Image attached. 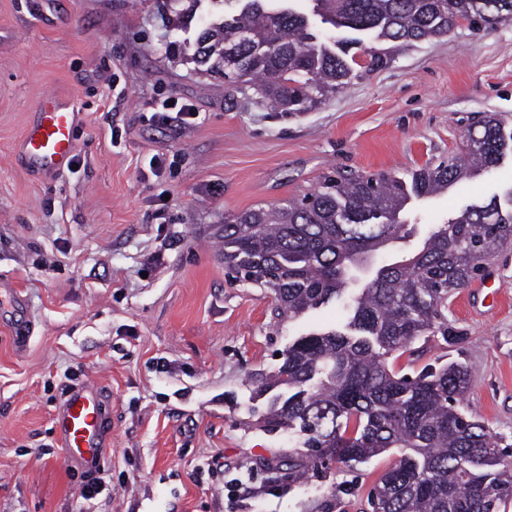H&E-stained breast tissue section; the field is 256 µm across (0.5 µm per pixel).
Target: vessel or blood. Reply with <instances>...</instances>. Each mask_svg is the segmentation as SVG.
Masks as SVG:
<instances>
[{
	"instance_id": "vessel-or-blood-1",
	"label": "vessel or blood",
	"mask_w": 512,
	"mask_h": 512,
	"mask_svg": "<svg viewBox=\"0 0 512 512\" xmlns=\"http://www.w3.org/2000/svg\"><path fill=\"white\" fill-rule=\"evenodd\" d=\"M80 122L81 114L71 100L55 94L45 96L17 145L19 156L44 175L69 169ZM53 421L58 442L68 459L95 465L107 446L109 420L103 393L87 386L72 389Z\"/></svg>"
}]
</instances>
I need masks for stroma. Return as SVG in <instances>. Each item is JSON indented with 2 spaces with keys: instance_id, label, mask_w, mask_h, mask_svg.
I'll return each instance as SVG.
<instances>
[{
  "instance_id": "stroma-1",
  "label": "stroma",
  "mask_w": 512,
  "mask_h": 512,
  "mask_svg": "<svg viewBox=\"0 0 512 512\" xmlns=\"http://www.w3.org/2000/svg\"><path fill=\"white\" fill-rule=\"evenodd\" d=\"M164 0H0V283L27 301L31 331L0 314V512H369L399 449L300 483L276 467L297 433L269 430L263 377L289 343L342 327L349 298L281 322L270 289L231 280L224 222L297 200L327 176L385 172L408 180L460 154L467 127L492 113L512 127V21L398 47L318 108L274 112L255 91H228L169 42ZM123 89L108 98L109 86ZM81 111L78 172L45 177L15 146L43 95ZM192 104L191 123L152 121L163 100ZM512 187V158L400 217L401 260L452 211ZM497 295L456 291L458 343L416 342L395 362L410 374L440 356L470 368L463 402L512 444V242L486 263ZM103 391L111 420L97 474L79 496L53 415L70 385Z\"/></svg>"
}]
</instances>
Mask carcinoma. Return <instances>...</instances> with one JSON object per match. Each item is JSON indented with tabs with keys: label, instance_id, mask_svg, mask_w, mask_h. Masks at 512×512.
I'll use <instances>...</instances> for the list:
<instances>
[{
	"label": "carcinoma",
	"instance_id": "obj_1",
	"mask_svg": "<svg viewBox=\"0 0 512 512\" xmlns=\"http://www.w3.org/2000/svg\"><path fill=\"white\" fill-rule=\"evenodd\" d=\"M210 20L190 44V59L237 90L252 85L274 112H309L393 54L371 45L365 63L351 46L360 36L407 45L512 21V0H309L337 30L332 44L310 32L291 0H191L173 10L177 26L197 4ZM512 155V129L495 115L474 122L465 154L392 175L327 178L297 201L251 209L224 223V267L238 281L269 288L277 316L294 320L357 291L342 330L297 338L262 382L277 389L263 415L269 429L296 430L307 451L288 459V480L307 467L359 464L391 448L399 458L382 475L373 512H507L512 504V445L460 403L469 368L438 358L409 375L390 363L417 341L461 339L448 328V296L465 287L499 245L512 239V188L466 205L434 225L411 257L367 274L372 256L411 237L400 213L411 197H429L497 167Z\"/></svg>",
	"mask_w": 512,
	"mask_h": 512
}]
</instances>
